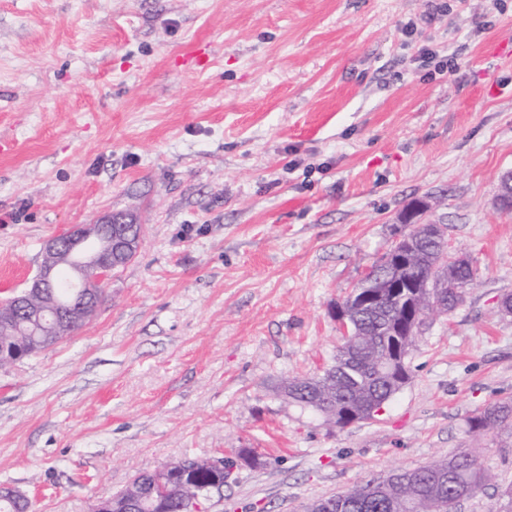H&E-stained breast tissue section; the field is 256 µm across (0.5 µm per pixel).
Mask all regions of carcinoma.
Segmentation results:
<instances>
[{"label":"carcinoma","mask_w":512,"mask_h":512,"mask_svg":"<svg viewBox=\"0 0 512 512\" xmlns=\"http://www.w3.org/2000/svg\"><path fill=\"white\" fill-rule=\"evenodd\" d=\"M401 250L409 254L405 276L418 281L428 276L439 255V245L431 241L404 242ZM405 305L395 296L357 307L347 319L349 334L342 336L333 362L312 375L281 380L276 392L317 412L332 426L345 409L370 415L373 406L388 402L401 389L384 365L393 358L389 331L404 318ZM19 331L11 301L1 303L0 343L17 342L30 354L45 349L41 337L21 336ZM467 428L473 435L505 429L512 432V402L485 407L469 418ZM433 465L444 472V480L421 468L396 470L381 489L368 479L307 504L305 512H452L451 503L472 495L483 480L478 459L470 452L445 457ZM228 478L229 474L210 469L195 470L184 481L163 470L143 472L112 498L147 501L149 508L136 512H188L189 502L212 492L215 484L224 486ZM0 512H31V502L0 495Z\"/></svg>","instance_id":"carcinoma-1"}]
</instances>
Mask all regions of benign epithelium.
<instances>
[{"label":"benign epithelium","mask_w":512,"mask_h":512,"mask_svg":"<svg viewBox=\"0 0 512 512\" xmlns=\"http://www.w3.org/2000/svg\"><path fill=\"white\" fill-rule=\"evenodd\" d=\"M496 204L509 209L512 204V171L503 174ZM430 210L425 199L416 200L398 219L418 231L432 229L433 238L445 243L444 227L440 224H422L419 217ZM139 241L136 222L120 221L108 215L96 224L75 225L67 230V236L50 238L43 246V262L27 286L16 293L12 302L17 309L18 322L31 336H57L60 325L81 324L93 315L96 306L92 297L99 282L112 274L115 267L127 261L135 252ZM85 257L88 267L75 275L70 287L77 289L70 301L62 305L58 301L56 272L61 259ZM467 258L463 255L446 256L433 267L429 278L420 285L435 311L442 309L448 289L458 287L454 271ZM424 317L414 307H409L408 325L400 335L392 337L396 347L407 344V338L416 335Z\"/></svg>","instance_id":"1"}]
</instances>
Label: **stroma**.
<instances>
[{
    "instance_id": "obj_1",
    "label": "stroma",
    "mask_w": 512,
    "mask_h": 512,
    "mask_svg": "<svg viewBox=\"0 0 512 512\" xmlns=\"http://www.w3.org/2000/svg\"><path fill=\"white\" fill-rule=\"evenodd\" d=\"M4 141L0 303L71 226H141L95 315L0 369V485L35 512L186 457L233 476L206 512H302L471 448L454 512L512 486V434L466 431L512 401V0H0ZM417 198L477 277L383 412L330 426L273 387L332 362L336 305Z\"/></svg>"
}]
</instances>
